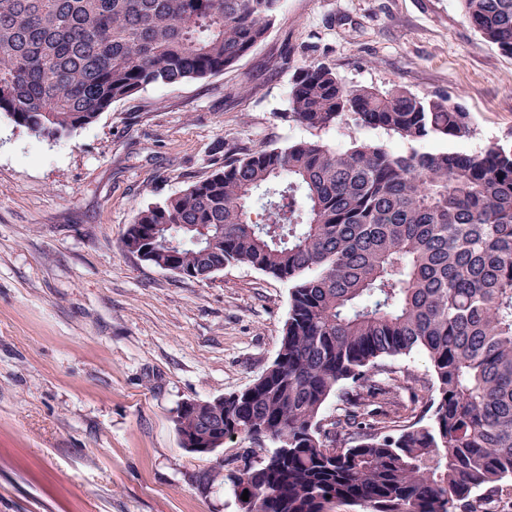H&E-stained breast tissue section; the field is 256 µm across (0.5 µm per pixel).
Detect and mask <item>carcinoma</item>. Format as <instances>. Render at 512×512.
Here are the masks:
<instances>
[{
  "mask_svg": "<svg viewBox=\"0 0 512 512\" xmlns=\"http://www.w3.org/2000/svg\"><path fill=\"white\" fill-rule=\"evenodd\" d=\"M280 3L0 0V115L36 138L70 136L149 85L224 71ZM461 4L512 55V0ZM290 105L282 118L315 131L471 133L444 97L350 87L325 63L295 71ZM121 249L196 279L240 264L290 285L271 366L174 415L192 453L247 443L224 474L238 512H490L512 481V150L244 149L141 209ZM414 354L432 385L404 417L398 394L418 378L383 360Z\"/></svg>",
  "mask_w": 512,
  "mask_h": 512,
  "instance_id": "1",
  "label": "carcinoma"
}]
</instances>
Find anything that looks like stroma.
Masks as SVG:
<instances>
[{"instance_id": "obj_1", "label": "stroma", "mask_w": 512, "mask_h": 512, "mask_svg": "<svg viewBox=\"0 0 512 512\" xmlns=\"http://www.w3.org/2000/svg\"><path fill=\"white\" fill-rule=\"evenodd\" d=\"M320 62L349 86L462 106L471 135L428 149L512 145V56L460 0H281L266 39L223 72L147 87L70 136L0 115V512H237L223 482L194 478L233 467L240 441L190 453L173 416L273 363L289 285L246 265L184 278L121 239L228 150L316 138L408 151L351 121L283 120L294 70Z\"/></svg>"}]
</instances>
